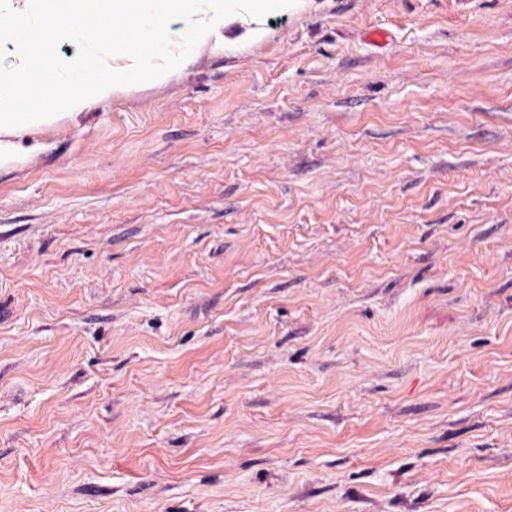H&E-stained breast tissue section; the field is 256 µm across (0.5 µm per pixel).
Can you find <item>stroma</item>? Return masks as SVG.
Here are the masks:
<instances>
[{
	"label": "stroma",
	"mask_w": 512,
	"mask_h": 512,
	"mask_svg": "<svg viewBox=\"0 0 512 512\" xmlns=\"http://www.w3.org/2000/svg\"><path fill=\"white\" fill-rule=\"evenodd\" d=\"M262 25L11 135L0 512H512V0Z\"/></svg>",
	"instance_id": "35a3bbf8"
}]
</instances>
